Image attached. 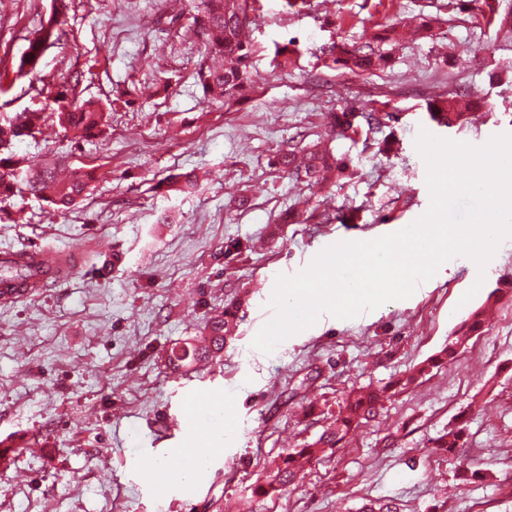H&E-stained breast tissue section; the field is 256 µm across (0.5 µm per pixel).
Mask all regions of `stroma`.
<instances>
[{"label": "stroma", "mask_w": 512, "mask_h": 512, "mask_svg": "<svg viewBox=\"0 0 512 512\" xmlns=\"http://www.w3.org/2000/svg\"><path fill=\"white\" fill-rule=\"evenodd\" d=\"M197 0H79L62 44L35 72L13 65L52 0H0V119L47 104L55 85L82 73L85 95L111 105L105 138L63 140L58 126L15 143L31 167L69 156L98 169L91 194L57 211L28 196L0 204V252L70 251L64 280L0 303V441H15L0 472V512H360L372 500L402 512H512V239L485 272L468 258L445 263L405 300L352 319L322 315L272 353L252 346L269 306L260 284L293 275L339 241L398 232L430 204L419 130L484 144L512 133V36L475 21L457 0H310L291 15L256 0L247 36L253 87L233 106L204 103L193 74L206 62L192 17ZM435 39H411L420 17ZM390 23L405 37L380 44L385 69L351 74L318 63L335 43L361 44ZM297 37L292 66H271L276 44ZM485 105L461 131L425 110L455 86ZM128 104L114 103L117 91ZM389 102L398 148L379 134L332 138L323 115ZM322 142L353 175L309 188L272 165L275 153ZM193 170L189 193H156L172 173ZM246 195L249 204L238 208ZM305 217L280 224L284 209ZM356 211V223L339 214ZM245 245L225 257L227 243ZM237 328L220 357L183 373L165 366L172 347L200 335L227 303ZM498 323L455 360L405 389L396 383L437 355L471 309ZM390 386L387 399L337 447L306 464L295 488L253 493L273 460L314 441L354 389ZM185 411L187 431L169 433ZM466 426L458 454L431 441ZM180 448L211 454L191 489L173 478ZM163 465L165 488L144 469ZM481 478L464 479V464Z\"/></svg>", "instance_id": "1"}]
</instances>
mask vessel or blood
<instances>
[{
	"label": "vessel or blood",
	"instance_id": "vessel-or-blood-1",
	"mask_svg": "<svg viewBox=\"0 0 512 512\" xmlns=\"http://www.w3.org/2000/svg\"><path fill=\"white\" fill-rule=\"evenodd\" d=\"M11 262L32 264L34 272L26 279L0 284V300L4 302L16 301L34 289L61 281L69 269L67 256L34 248L0 253V265Z\"/></svg>",
	"mask_w": 512,
	"mask_h": 512
}]
</instances>
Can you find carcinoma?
<instances>
[{
	"label": "carcinoma",
	"mask_w": 512,
	"mask_h": 512,
	"mask_svg": "<svg viewBox=\"0 0 512 512\" xmlns=\"http://www.w3.org/2000/svg\"><path fill=\"white\" fill-rule=\"evenodd\" d=\"M255 0H199L194 16V28L205 36V51L209 55L224 58V66L212 68L203 64L195 72V83L202 89L208 101H221L226 105L235 104L246 87L251 84L249 70L252 46L243 37V30L254 10ZM460 10L471 12V17L488 25L512 32V16L502 15L493 7L492 0H459ZM68 0H54V7L43 22L16 65L18 74L35 70L45 50L60 41L63 30L60 16L69 8ZM393 41V29L381 25L371 39L363 44L348 46L333 45L332 51L324 60L327 66L339 65L351 72L363 73L380 69L388 64L385 54L376 50L374 42ZM297 53L295 40L275 46L273 64L286 68L293 64ZM84 89L79 79L63 83L57 87L53 97L52 111L46 108H29L10 116L0 123V203L27 191L35 198H41L56 210L73 208L87 193V172H78L68 178H61L54 165H46L39 170H31L25 159L13 152L10 145L14 140L35 137L47 121L52 120L71 136V142L78 144L100 137L107 132L106 113L102 105L82 97ZM474 107L470 93L464 90H450L427 103L430 119L449 129H460L468 122V111ZM396 118L387 108L347 107L339 112L325 115L327 132L337 137L349 138L358 133L361 125L368 129H382ZM273 165L288 174V177L309 186H318L326 177L335 183L350 177L348 164L336 158L329 150L318 145L306 149L303 162L297 161L296 150H280L274 155ZM160 185L166 191L187 192L198 185V175L193 171L168 175ZM235 310L232 305L212 316L205 326L206 339L200 343L187 341L176 346L168 355L169 368L174 372L189 369L195 364L214 357L224 348L227 337L234 329ZM484 318L480 309L470 312L468 317L454 331L436 358L429 360L406 377L410 384L419 376L444 359H452L475 335L481 334ZM387 388L366 390L349 394L344 407L336 419L327 426L319 438L292 452H289L268 472L264 484L254 488V494L266 495L283 486L295 484L298 465L301 460H311L327 448H334L351 430L353 424L373 415L380 401L386 396ZM465 428L451 429L434 441V447L453 452L464 445Z\"/></svg>",
	"instance_id": "carcinoma-1"
}]
</instances>
